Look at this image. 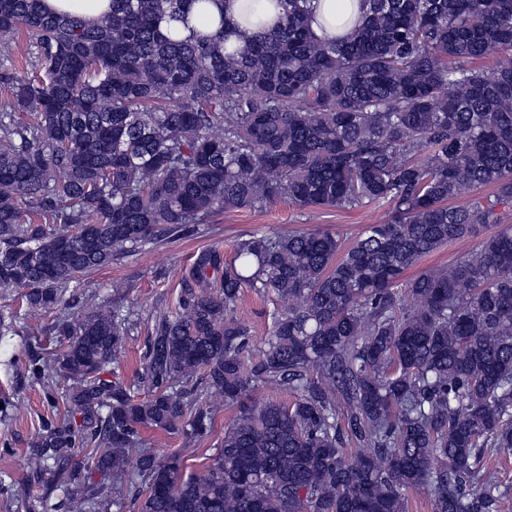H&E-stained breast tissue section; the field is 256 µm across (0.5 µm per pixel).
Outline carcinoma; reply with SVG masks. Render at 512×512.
<instances>
[{
  "mask_svg": "<svg viewBox=\"0 0 512 512\" xmlns=\"http://www.w3.org/2000/svg\"><path fill=\"white\" fill-rule=\"evenodd\" d=\"M41 0H0V38L32 39L30 69L0 44V285L27 324L92 271L220 210L355 209L391 216L349 246L324 232L250 233L225 262L200 251L175 311L159 310L143 359L150 394L107 377L131 313L94 303L48 332L33 376L70 382L63 417L30 464L73 487L67 512H99L112 480L139 512H512L487 466L512 454V227L448 267L404 275L496 223L450 200L492 185L512 200V0H370L342 40L311 29V0L239 48L224 30L177 39L165 16L208 0H112L89 25ZM273 297L258 344L244 289ZM276 387L285 405L251 394ZM198 474L145 447L141 430L211 435ZM81 416L75 428L72 419ZM90 469L68 467L77 449ZM234 409L224 408V411L219 413L215 421L214 432L204 440L196 443L195 446L190 448H199L195 453L185 455V465L187 472H201L203 466L210 460L206 459L216 453L217 442H220L224 435V428L231 422L234 417Z\"/></svg>",
  "mask_w": 512,
  "mask_h": 512,
  "instance_id": "1",
  "label": "carcinoma"
}]
</instances>
